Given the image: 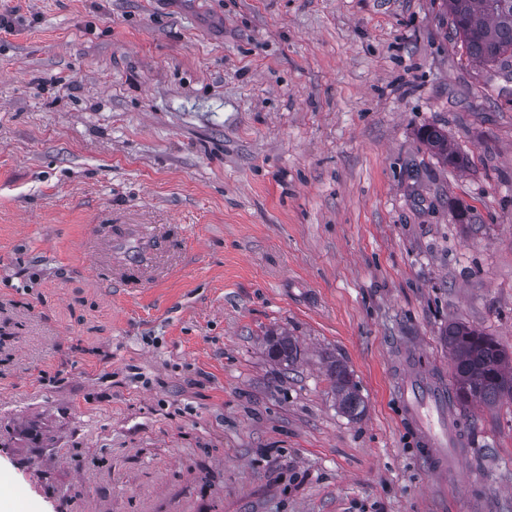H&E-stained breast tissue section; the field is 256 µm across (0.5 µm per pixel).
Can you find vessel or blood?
<instances>
[{"label":"vessel or blood","instance_id":"vessel-or-blood-1","mask_svg":"<svg viewBox=\"0 0 512 512\" xmlns=\"http://www.w3.org/2000/svg\"><path fill=\"white\" fill-rule=\"evenodd\" d=\"M112 242L113 273L119 280L132 283L141 280L149 257L166 247L165 239L137 237L129 224L109 226ZM397 395L405 410L406 421L425 448L433 467L440 475H447L445 452L447 447L457 444L456 433L446 431L447 395L442 387L428 389L420 377L407 373L400 375Z\"/></svg>","mask_w":512,"mask_h":512}]
</instances>
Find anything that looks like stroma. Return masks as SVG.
Instances as JSON below:
<instances>
[{
  "mask_svg": "<svg viewBox=\"0 0 512 512\" xmlns=\"http://www.w3.org/2000/svg\"><path fill=\"white\" fill-rule=\"evenodd\" d=\"M0 14V499L512 512V400L451 407L443 483L395 393L407 348L449 381V323L512 351V79L468 59L442 0ZM431 126L466 166L432 155ZM106 224L182 244L130 287L101 262ZM267 353L271 360L283 364L286 369L294 364L297 357V346L286 334H278L273 330L266 334ZM326 372L340 411L352 419L362 416L366 405L347 366L335 358L329 361Z\"/></svg>",
  "mask_w": 512,
  "mask_h": 512,
  "instance_id": "stroma-1",
  "label": "stroma"
}]
</instances>
